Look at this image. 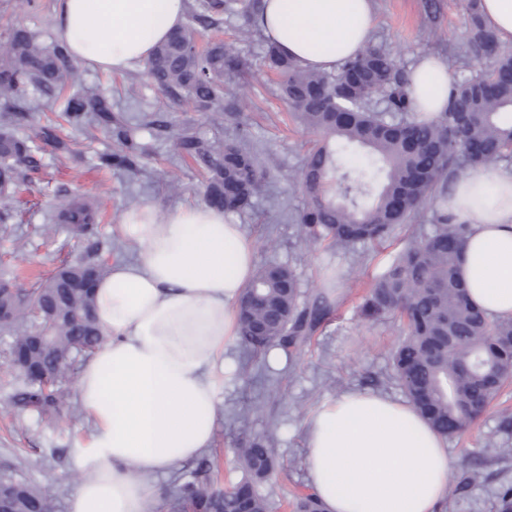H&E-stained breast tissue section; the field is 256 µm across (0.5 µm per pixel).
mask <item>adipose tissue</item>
<instances>
[{
    "label": "adipose tissue",
    "instance_id": "1",
    "mask_svg": "<svg viewBox=\"0 0 512 512\" xmlns=\"http://www.w3.org/2000/svg\"><path fill=\"white\" fill-rule=\"evenodd\" d=\"M55 34L73 58L104 71L141 68L183 25L186 0H57ZM373 0H264L260 26L307 69L331 72L367 43ZM417 111L448 100V66L427 57L410 68ZM466 224L460 272L471 300L512 318V171L476 167L448 194ZM134 255L96 285L105 340L82 362L79 404L92 422L78 443L86 479L69 512H155L151 476L209 448L217 375L237 335L236 308L254 270L252 241L206 204L159 214L129 211L120 227ZM311 492L326 512H434L448 492L447 444L401 401L351 391L324 403L306 429Z\"/></svg>",
    "mask_w": 512,
    "mask_h": 512
}]
</instances>
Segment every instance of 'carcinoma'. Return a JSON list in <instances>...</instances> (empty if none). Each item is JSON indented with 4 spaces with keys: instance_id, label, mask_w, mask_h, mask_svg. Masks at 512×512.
Instances as JSON below:
<instances>
[{
    "instance_id": "1",
    "label": "carcinoma",
    "mask_w": 512,
    "mask_h": 512,
    "mask_svg": "<svg viewBox=\"0 0 512 512\" xmlns=\"http://www.w3.org/2000/svg\"><path fill=\"white\" fill-rule=\"evenodd\" d=\"M261 0H194L187 22L147 63L151 83L174 104L190 102L220 124L224 81L248 69L232 45L217 39L199 47L200 30L218 31L224 15L240 14L250 32L265 43L263 63L278 78L293 116L319 140L301 169L305 195L297 224L309 247L328 239L336 247L380 243L402 225H433L420 233L376 279L365 303L370 317L398 314L406 325L392 352L394 376L411 404L440 435L466 432L512 378V320L493 318L476 309L459 276L458 256L470 231L448 216V186L474 166L494 168L512 158V53L482 22L477 0H466L469 25L464 42L451 58L467 67L490 60L492 85L481 70L452 83L448 105L432 118L412 111L409 79L385 50L366 45L340 63L338 73L307 70L283 55L262 33ZM73 59L66 47L40 44L23 26L0 38V98L12 111L0 124V224L15 223L17 193L41 179L46 156L69 155L57 127H40L39 143L22 137L19 122L28 119L33 101L58 100ZM75 128H101L123 145L120 154L102 153L100 168L133 170L142 147L134 128L111 112L99 95L76 89L63 101ZM151 129L174 144L178 158L191 160L204 175L205 201L226 213L241 212L263 191L264 168L236 141L220 142L169 121ZM363 148L368 162L336 176L341 148ZM104 201L65 196L51 220L88 241L84 254L62 263L46 280L17 288L3 298L6 312L0 330L12 334V363L19 386L16 409L51 420L70 406L73 356L90 355L102 342L91 289L105 274L97 259L101 241L97 222ZM331 293L322 290L302 300L295 271L270 263L257 270L239 302V337L256 356L278 345L286 350L307 342L334 311ZM47 328L51 346L34 352L30 338ZM51 380L44 390L41 378ZM245 471L237 492L223 497L207 480L194 479L178 489L193 512H268L258 484L274 469L277 449L252 440L234 449ZM21 512H56L53 487L7 480ZM295 512H324L312 494H300Z\"/></svg>"
}]
</instances>
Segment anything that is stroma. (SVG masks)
Instances as JSON below:
<instances>
[{
	"label": "stroma",
	"mask_w": 512,
	"mask_h": 512,
	"mask_svg": "<svg viewBox=\"0 0 512 512\" xmlns=\"http://www.w3.org/2000/svg\"><path fill=\"white\" fill-rule=\"evenodd\" d=\"M33 8L20 11L14 0H0V28L15 19L36 33L42 45L55 40L54 0H33ZM465 0H436L444 45L429 35L426 0H374L376 26L369 38L385 48L402 69L420 56L447 57L460 45L467 28ZM224 38L251 63L247 87L234 100V111L225 113L221 125L190 105L171 104L147 81L143 70L112 73L94 70L75 61L73 86L110 98L113 112L138 124L137 139L145 154L137 170L122 167L101 172L96 156L119 151V144L105 136L88 139L80 131L70 134L74 159L48 163L45 180L25 193L20 223L0 229V279L10 278L29 288L50 277L64 261L84 252L82 240L73 237L49 216L59 203L58 189L68 195L103 196L107 210L100 225L105 264L130 258L132 249L120 233L126 213L142 204L160 210L203 200L200 177L191 165L179 160L172 141L158 140L143 130L154 115L186 124L208 137L237 139L255 153L267 175L262 194L251 209L229 214L251 238L256 265L282 263L292 267L307 298H314L322 283L334 293H347L331 320L323 323L308 345L277 356L250 357L239 341L224 350V375L219 380L217 429L206 457L215 460L210 477L215 486L236 483L242 477L233 450L241 442L266 438L278 450V464L259 486L272 505L271 512H287L291 494L307 490L305 428L317 408L347 391H372L403 400L392 377L391 350L402 334V322L393 316L371 319L362 310L363 297L374 277L384 272L412 238L411 231L371 246L336 249L307 247L294 216L304 204L298 186L309 131L296 124L279 98L276 78L263 64V47L238 15L224 18ZM10 339L0 333V479L52 484L57 512H67L73 492L78 440L88 434L84 412H62L50 422L28 412L9 410L14 393L7 371ZM512 411V384L502 389L486 413L461 436L449 439L452 472H462L473 457L485 458L483 475L475 483H449L438 512H496L495 492L500 483L512 482V456L498 460L496 451L512 449V430L498 428L502 411Z\"/></svg>",
	"instance_id": "35a3bbf8"
}]
</instances>
